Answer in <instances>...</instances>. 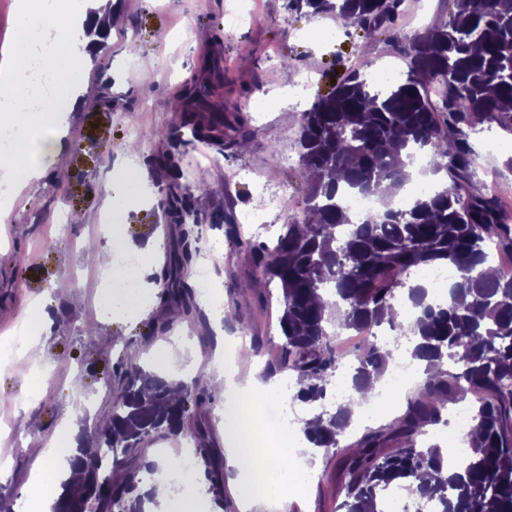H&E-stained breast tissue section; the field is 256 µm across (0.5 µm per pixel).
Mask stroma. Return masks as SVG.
Instances as JSON below:
<instances>
[{"label": "stroma", "mask_w": 512, "mask_h": 512, "mask_svg": "<svg viewBox=\"0 0 512 512\" xmlns=\"http://www.w3.org/2000/svg\"><path fill=\"white\" fill-rule=\"evenodd\" d=\"M112 7L119 21L106 48L88 60L79 89L85 109L62 119L68 179L53 185L48 176L35 177L0 206V337L14 335L33 300H42L52 318L49 333L35 346L0 358V440L13 448L11 461L0 466V496L15 501L43 466L58 427L108 419L117 366L127 356L146 364L156 347L184 337L193 342L186 360L204 381L217 375L213 358L219 348L236 377L261 379L282 342L281 295L264 287L241 291V284L260 276L249 246L274 241L289 216L301 214L306 186L295 162L298 126L283 124L280 112L311 108L313 97L295 94L308 75L323 94L356 67L368 74L386 67L396 79L406 77L403 58L386 38L366 43L360 30L346 27L332 41H322L321 29L336 24V17L295 9L290 0H114ZM235 7L254 9V20L229 26L225 16ZM209 61L223 69L225 112L237 115L251 132L247 149L161 136L180 120L168 102L199 84ZM133 137L141 149L128 159L123 146ZM469 141L478 155L471 190L495 193L512 213V169L505 165L512 157V134L486 123ZM125 161L148 180L146 194L121 205L128 235L144 242L159 233L173 244L177 232L160 202L191 198L199 243L214 235L224 239L208 264L233 320L216 318L203 305L191 317L171 314L160 299L164 251L155 257L142 302L105 310L100 280L109 250L99 220L111 194L106 175ZM264 188L282 198V209L239 225L236 240L226 239L225 225L211 223V214L221 208L238 215L251 211ZM162 315L170 316L172 326L160 334L154 323ZM90 324L96 330L92 336L86 333ZM207 332L217 334L215 348L198 343ZM241 336L260 338L261 353L238 350ZM337 460L333 453L316 455L314 481L279 487L258 512H337L343 499Z\"/></svg>", "instance_id": "1"}]
</instances>
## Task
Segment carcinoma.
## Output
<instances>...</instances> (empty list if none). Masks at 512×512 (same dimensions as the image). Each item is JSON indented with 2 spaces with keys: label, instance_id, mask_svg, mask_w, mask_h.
I'll use <instances>...</instances> for the list:
<instances>
[{
  "label": "carcinoma",
  "instance_id": "cac0c4a2",
  "mask_svg": "<svg viewBox=\"0 0 512 512\" xmlns=\"http://www.w3.org/2000/svg\"><path fill=\"white\" fill-rule=\"evenodd\" d=\"M315 14H332L366 40L388 34L407 63V77L374 90L358 70L348 71L302 113L297 143L307 181L303 217L283 225L273 245H250L253 262L282 298L283 338L275 368L293 372L299 404L323 400L342 355L330 331L363 326L409 337L422 380L404 413L391 424L368 428L340 456L337 480L345 497L341 512H381L383 490L397 486L441 512H512V275H489L482 266L494 253H512V217L494 196L471 192L466 183L475 150L468 130L495 123L512 132V0H448L450 18L406 39L398 36L401 0H296ZM182 127L199 141H224V106L196 91ZM431 149L434 174L448 188L396 208L393 196L412 180L407 162ZM357 192L377 208L362 216L343 206ZM179 226L164 302L189 309L193 289L181 279L196 237L191 212L168 201ZM448 264L456 275L448 299L436 303L411 274ZM392 354L369 342L356 357L352 387L370 385L387 372ZM122 383L107 421L84 430L75 465L76 482H62L54 512H144L145 476L157 471L144 445L182 435L190 409L213 404V387L201 379L171 386L133 359L120 363ZM471 398L480 436L473 454L430 484L424 474L446 461L444 448L426 443L442 422L448 401ZM354 401L328 414L300 420L312 453L339 448L354 418ZM196 465L217 507L224 498V467L204 423L194 433Z\"/></svg>",
  "mask_w": 512,
  "mask_h": 512
}]
</instances>
